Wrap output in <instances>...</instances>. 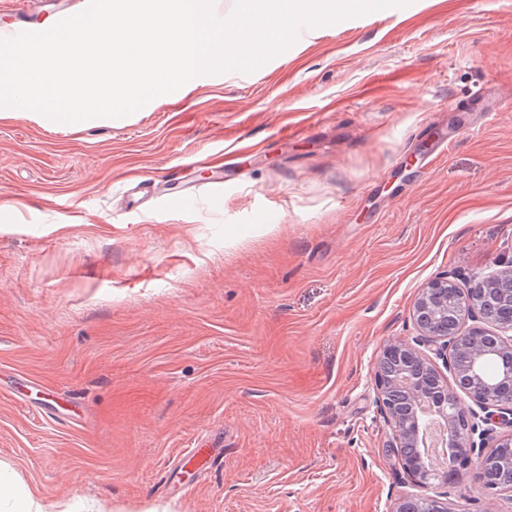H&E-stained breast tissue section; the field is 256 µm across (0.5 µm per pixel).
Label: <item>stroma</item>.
Segmentation results:
<instances>
[{
    "instance_id": "1",
    "label": "stroma",
    "mask_w": 512,
    "mask_h": 512,
    "mask_svg": "<svg viewBox=\"0 0 512 512\" xmlns=\"http://www.w3.org/2000/svg\"><path fill=\"white\" fill-rule=\"evenodd\" d=\"M88 5L0 0V38ZM503 257L512 0L303 25L120 124L0 119V467L52 512H392L373 363ZM430 492L512 512L470 466Z\"/></svg>"
}]
</instances>
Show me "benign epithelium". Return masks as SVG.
Returning a JSON list of instances; mask_svg holds the SVG:
<instances>
[{
	"instance_id": "7a95c632",
	"label": "benign epithelium",
	"mask_w": 512,
	"mask_h": 512,
	"mask_svg": "<svg viewBox=\"0 0 512 512\" xmlns=\"http://www.w3.org/2000/svg\"><path fill=\"white\" fill-rule=\"evenodd\" d=\"M470 281L472 287L459 288L446 274L422 289L412 307L416 343L387 344L373 368L375 407L417 486L446 484L455 465L473 461L487 489L512 493V456L498 452L512 448V258ZM466 319L473 326L464 330ZM439 360L450 376L442 374ZM433 426L442 435L438 465L401 453L427 446ZM491 439L494 448L487 452ZM394 512H448V506L411 494L399 499Z\"/></svg>"
}]
</instances>
